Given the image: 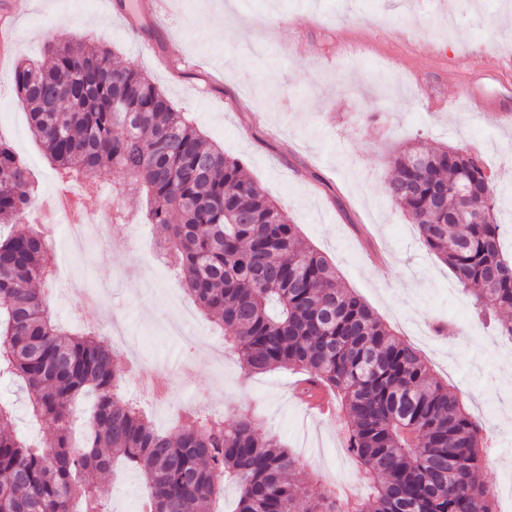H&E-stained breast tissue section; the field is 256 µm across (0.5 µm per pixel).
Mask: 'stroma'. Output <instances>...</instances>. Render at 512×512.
Segmentation results:
<instances>
[{
	"mask_svg": "<svg viewBox=\"0 0 512 512\" xmlns=\"http://www.w3.org/2000/svg\"><path fill=\"white\" fill-rule=\"evenodd\" d=\"M10 2L17 53L42 62L60 25L89 31L114 63L141 70L209 142L242 161L299 225L300 239L327 254L342 284L415 343L434 378L467 399L487 429L481 480L512 487V341L476 317L448 266L387 192L393 155L412 146L464 149L499 174L500 219L512 225V122L489 120L458 96L467 85L512 112V68L500 63L512 54V21L497 22L512 17V0L458 11L451 31L441 23L448 0H426L411 14L397 0H168L166 15L154 20L129 14L120 0ZM183 56L192 66L180 64ZM15 63L0 60V139L49 187L54 171L15 94ZM120 179L102 170L87 210L55 229L65 237L68 225L86 223L88 209L101 206L125 209L132 223L70 251V280L48 294L56 323L83 329V289L109 285L99 296L103 315L122 321L134 342L116 350L118 367L131 370L124 391L155 427L173 431L188 409L228 420L255 409L262 433L287 446L311 480L367 495L344 455L341 421L315 419L296 399L299 372H245L224 349L222 330L190 299L182 335L167 334L168 296L183 287L154 263L146 203L116 195ZM439 319L452 335L431 332ZM0 401L13 407L22 436L38 444L49 438L20 383L0 382ZM90 479L107 490L112 512H140L146 489L136 471H95Z\"/></svg>",
	"mask_w": 512,
	"mask_h": 512,
	"instance_id": "1",
	"label": "stroma"
}]
</instances>
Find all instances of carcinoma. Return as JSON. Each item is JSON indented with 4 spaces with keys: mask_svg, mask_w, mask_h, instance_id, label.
<instances>
[{
    "mask_svg": "<svg viewBox=\"0 0 512 512\" xmlns=\"http://www.w3.org/2000/svg\"><path fill=\"white\" fill-rule=\"evenodd\" d=\"M48 63L23 60L16 94L58 181L92 185L103 169L143 195L183 288L218 318L249 373L300 370L297 397L316 386L339 396L345 445L371 493L346 500L307 480L299 461L260 433L258 416L188 413L178 434L154 427L121 392L112 342L88 326L71 334L47 296L54 255L23 215L35 187L0 141V380L19 381L36 417L52 425L42 448L13 429L0 403V512H110L108 492L85 481L116 461L142 473L145 512H212L234 484L233 512H497L477 480L486 430L459 392L436 380L419 350L340 283L327 257L299 246L297 225L242 163L206 146L185 113L141 71L113 64L92 43H50ZM387 191L424 245L453 272L477 313L512 337V260L500 248L497 178L458 148L396 156ZM480 184L488 193H462ZM94 398L81 434L79 403Z\"/></svg>",
    "mask_w": 512,
    "mask_h": 512,
    "instance_id": "cac0c4a2",
    "label": "carcinoma"
}]
</instances>
